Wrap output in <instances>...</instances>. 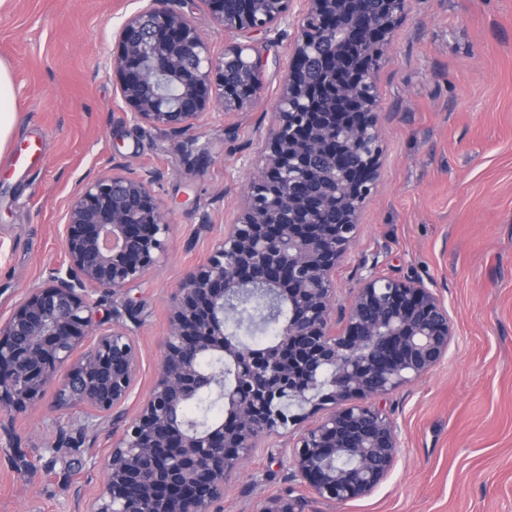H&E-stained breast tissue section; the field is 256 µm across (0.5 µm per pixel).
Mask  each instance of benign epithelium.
<instances>
[{
  "label": "benign epithelium",
  "instance_id": "benign-epithelium-1",
  "mask_svg": "<svg viewBox=\"0 0 512 512\" xmlns=\"http://www.w3.org/2000/svg\"><path fill=\"white\" fill-rule=\"evenodd\" d=\"M160 2L147 0L121 24L112 56L133 120L176 132L208 110L251 106L261 89L260 59L242 46L212 56L192 20ZM205 2L222 31L267 32L291 8V0H248L239 15L224 0ZM384 4L382 16L367 11L366 0H307L306 17L317 18L320 30L300 26L266 151L235 223L173 294L160 367L132 418L126 403L138 379L139 348L117 315L112 327H102L87 295L122 291L164 252L169 222L152 189L162 172L114 165L68 202L66 268L28 289L13 314L0 319V433H9L15 415L51 384L50 412H81V438L106 433L112 439L107 475L82 512H220L228 474L258 436L316 412L286 417L275 409L277 400L310 403L328 370L336 375L329 400L345 406L299 434L301 481L323 500L345 502L373 492L396 464L398 435L376 400L447 357L448 309L423 285L370 275L345 314L343 332L330 331L332 273L355 237L378 170L376 153L364 152L358 161L340 153L330 158L331 141L338 130L349 149L379 139L375 91L364 88L374 70L359 74L361 65L348 62L338 45L349 31L377 62L405 0ZM315 41L333 52L342 73L336 96L354 107L339 123L295 111L323 92L300 65L313 57ZM230 63L247 78L235 92L224 81ZM296 166L338 176L337 220L309 213L291 191L288 172ZM284 212L296 220L283 223ZM259 319L276 324V337L262 351L240 336ZM201 395L222 403L225 416L190 422L184 406Z\"/></svg>",
  "mask_w": 512,
  "mask_h": 512
}]
</instances>
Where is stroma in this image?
I'll use <instances>...</instances> for the list:
<instances>
[{"label":"stroma","mask_w":512,"mask_h":512,"mask_svg":"<svg viewBox=\"0 0 512 512\" xmlns=\"http://www.w3.org/2000/svg\"><path fill=\"white\" fill-rule=\"evenodd\" d=\"M211 39L250 45L262 61L259 100L210 112L179 132L134 122L116 92L115 32L142 0H0V61L17 100L16 146L0 158V316L47 280L65 255L60 217L82 180L112 164L158 169L155 191L171 229L141 280L91 293L104 323L113 309L141 352L129 411L149 392L169 302L208 259L245 194L261 137L305 12L294 0L274 32H218L204 0H165ZM380 113L379 182L335 274L333 331L363 278L421 282L448 308L447 358L384 400L400 457L371 495L330 504L294 473L288 440L261 437L227 482L223 512H512V0H406L374 72ZM40 400L0 437V512H76L92 498L110 447L105 436L55 448L74 416Z\"/></svg>","instance_id":"1"}]
</instances>
